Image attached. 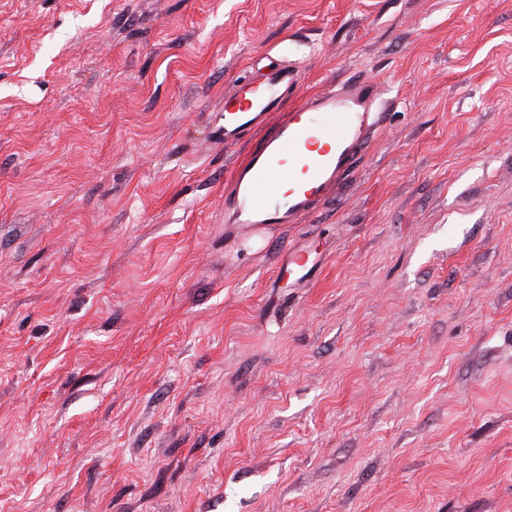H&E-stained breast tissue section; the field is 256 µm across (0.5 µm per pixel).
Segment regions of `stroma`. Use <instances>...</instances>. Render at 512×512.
Masks as SVG:
<instances>
[{
	"label": "stroma",
	"instance_id": "35a3bbf8",
	"mask_svg": "<svg viewBox=\"0 0 512 512\" xmlns=\"http://www.w3.org/2000/svg\"><path fill=\"white\" fill-rule=\"evenodd\" d=\"M274 52L379 118L256 239ZM0 512H512V0H0Z\"/></svg>",
	"mask_w": 512,
	"mask_h": 512
}]
</instances>
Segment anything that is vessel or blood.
Listing matches in <instances>:
<instances>
[{
    "label": "vessel or blood",
    "mask_w": 512,
    "mask_h": 512,
    "mask_svg": "<svg viewBox=\"0 0 512 512\" xmlns=\"http://www.w3.org/2000/svg\"><path fill=\"white\" fill-rule=\"evenodd\" d=\"M298 76L297 66L272 56L263 73L235 82L224 97L225 143L252 131L264 133L230 177L226 223L254 228L295 223L353 169L375 125L378 89L361 78L282 108Z\"/></svg>",
    "instance_id": "b4317fda"
}]
</instances>
